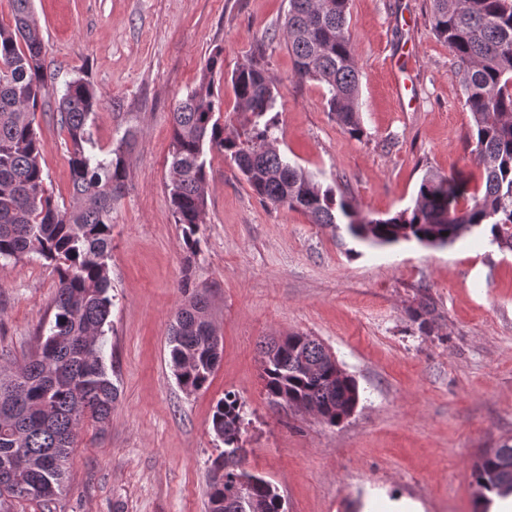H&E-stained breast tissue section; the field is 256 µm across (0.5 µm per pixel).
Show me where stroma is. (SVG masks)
I'll list each match as a JSON object with an SVG mask.
<instances>
[{
  "instance_id": "stroma-1",
  "label": "stroma",
  "mask_w": 512,
  "mask_h": 512,
  "mask_svg": "<svg viewBox=\"0 0 512 512\" xmlns=\"http://www.w3.org/2000/svg\"><path fill=\"white\" fill-rule=\"evenodd\" d=\"M430 0H350L362 137L330 115L325 89L294 75L283 30L288 0H33L48 87L36 131L46 184L70 198L66 135L54 92L77 76L100 95L93 136L103 149L129 139L126 186L112 205L111 327L104 353L119 389L104 431L84 424L50 506L12 512H207L211 430L224 393L244 405V469L263 476L286 512H478L475 462L512 444V251L464 234L445 247H369L344 228L262 203L219 153L195 249L169 201L171 111L224 50L215 90L227 131L233 72L262 53L279 91L280 152L345 194L369 217L413 206L426 170L481 184L471 116L446 44L428 22ZM57 275L22 259L0 266V367L34 350ZM210 300L223 342L208 389L185 392L167 338L193 293ZM436 306L431 333L408 311ZM318 338L360 388L353 414L331 427L271 406L260 346L272 337Z\"/></svg>"
}]
</instances>
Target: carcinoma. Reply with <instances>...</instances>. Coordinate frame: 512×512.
I'll return each instance as SVG.
<instances>
[{
  "label": "carcinoma",
  "mask_w": 512,
  "mask_h": 512,
  "mask_svg": "<svg viewBox=\"0 0 512 512\" xmlns=\"http://www.w3.org/2000/svg\"><path fill=\"white\" fill-rule=\"evenodd\" d=\"M288 0L285 19L294 76L325 88L331 116L359 137V78L347 26L349 0ZM429 23L448 46L461 75L464 107L470 112L482 189L468 194L461 181L426 171L415 204L385 218L364 222L344 194L325 187L278 150L274 139L277 91L264 65L251 58L232 74L237 105L246 108L242 131L224 135L217 113L215 76L223 50L208 56L197 85L172 112V158L167 189L175 222L185 241L204 223L207 207L206 154L230 158L258 198L306 214L312 223L346 226L370 247L416 242L444 247L476 229L490 228L492 241L512 251V0H431ZM49 93L45 44L33 17L32 0H12V23H0V261L37 257L57 274L53 318L37 336L36 350L17 369L0 370V512L15 500L50 502L61 494L66 469L49 462L68 457L75 437L89 420L110 422L118 387L103 347L112 312L107 259L112 250V202L125 187L122 146L104 152L88 121L100 97L82 77L57 99L56 120L67 134L71 174L68 204L45 187L43 145L36 112ZM205 295H192L176 312L168 347L179 386L198 392L209 383L221 352ZM434 307L427 301L410 310L425 333L432 331ZM262 379L270 404L317 410L327 425L350 416L360 399L350 375L340 378L329 351L317 339L294 333L288 342H265ZM243 406L230 394L212 415L224 451L214 461L208 485V512H241L238 499L258 498L262 512H284L277 489L242 468ZM482 512L491 495H512V445L486 453L474 466Z\"/></svg>",
  "instance_id": "1"
}]
</instances>
